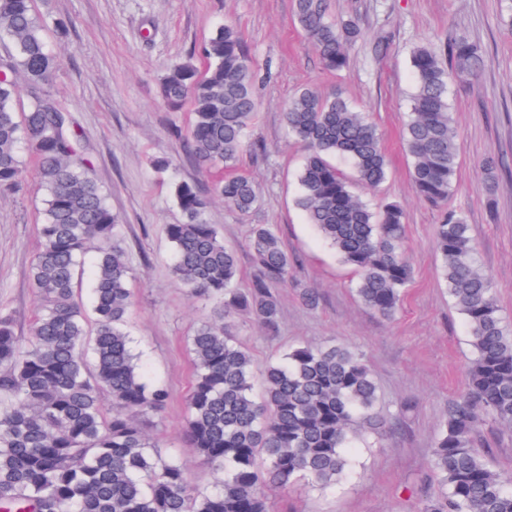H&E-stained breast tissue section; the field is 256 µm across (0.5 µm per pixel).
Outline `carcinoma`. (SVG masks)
<instances>
[{
  "instance_id": "1",
  "label": "carcinoma",
  "mask_w": 512,
  "mask_h": 512,
  "mask_svg": "<svg viewBox=\"0 0 512 512\" xmlns=\"http://www.w3.org/2000/svg\"><path fill=\"white\" fill-rule=\"evenodd\" d=\"M294 16L323 66L345 69L348 45L360 33L357 20L332 22L327 0H295ZM44 30L33 0H0V42L7 45L0 56V198L21 187L23 145L36 156L45 195L40 248L30 267L39 301L31 336H18L14 318L0 312V512H270L267 488L346 479L356 428L384 429L372 374L342 344L296 346L275 362H255L233 326L245 317L270 331L277 327L276 288L288 283L293 257L273 225H251L258 273L240 286L236 249L201 220L204 200L189 183L174 187L185 221L165 227L173 273L191 296L216 306L188 337L193 382L185 436L202 464L224 479L216 489H201L177 459L161 454L152 418L163 411L167 392L144 377L124 329L132 273L117 216L89 172L68 109L45 90L56 57ZM196 56L200 64L188 60L168 70L160 95L172 110L190 106L185 150L200 166L227 171L214 193L247 212L258 203L255 185L234 170L256 116L258 72L229 25ZM482 66L481 50L465 36L448 42L446 65L430 47L411 54L404 144L416 191L431 204H448L458 165L449 81L474 79ZM17 76L25 92L19 114ZM285 122L306 148L296 205L353 269L361 301L394 317L412 279L404 212L393 202L375 210L355 192L387 179L382 135L342 96L309 88L289 101ZM333 157L351 161L353 176L336 168ZM436 246L475 357L431 448L437 490L421 512H512V474L493 469L476 443L490 423L512 428V324L478 265L462 212H446ZM92 248L89 319L75 286Z\"/></svg>"
}]
</instances>
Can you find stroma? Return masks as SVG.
I'll return each instance as SVG.
<instances>
[{"label": "stroma", "mask_w": 512, "mask_h": 512, "mask_svg": "<svg viewBox=\"0 0 512 512\" xmlns=\"http://www.w3.org/2000/svg\"><path fill=\"white\" fill-rule=\"evenodd\" d=\"M294 0H35L47 22L46 41L58 66L47 89L70 112L80 148L108 197L132 269L133 305L126 330L143 374L169 392L157 426L163 452L176 456L193 482L214 486L184 440L185 399L191 382L186 338L209 314L171 273L173 248L165 225L184 216L172 193L195 184L207 201L201 218L238 250L243 278L255 270L247 247L253 224L273 225L295 263L280 288L277 335L250 323L236 333L259 363L296 345L342 343L363 355L379 388L377 412L387 421L383 439L355 440V472L342 484L317 489L299 482L272 495V512H421L432 489L430 450L449 400L464 386L473 356L461 316L441 278L435 248L445 208L422 200L410 175L401 133L412 87L410 55L431 45L447 50L463 32L479 44L484 66L475 82H451L448 101L459 141L454 194L448 207L464 212L481 268L512 320V0H328L331 20L360 19V34L341 72L323 68L294 20ZM232 24L255 61L257 119L240 173L259 197L243 213L213 196V174L187 155L177 131L190 112L167 110L158 84L167 68L188 59L217 27ZM155 27L153 39L143 37ZM339 94L373 121L384 138L388 178L362 190L372 207L393 201L404 210L413 283L394 319L365 307L353 293L351 270L307 224L297 207V172L304 149L288 133L284 112L300 89ZM169 157L165 171L154 158ZM493 156L501 172L487 192L481 163ZM22 185L0 199V310L12 313L18 335L30 332L38 299L30 281L39 247L44 193L36 162L23 152ZM315 291L317 306L302 303Z\"/></svg>", "instance_id": "obj_1"}]
</instances>
